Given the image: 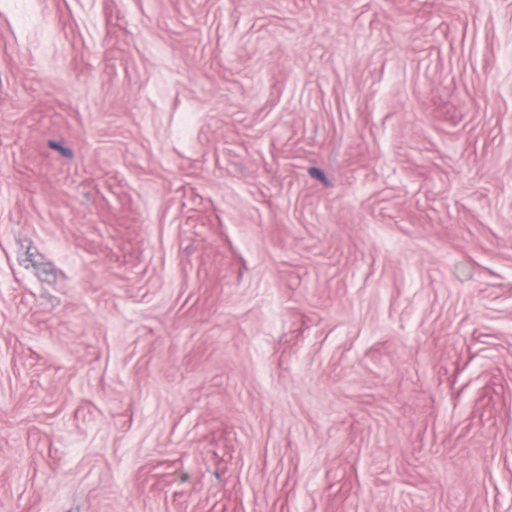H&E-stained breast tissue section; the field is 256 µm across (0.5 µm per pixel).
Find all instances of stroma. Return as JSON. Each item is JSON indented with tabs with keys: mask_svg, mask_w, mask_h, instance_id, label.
<instances>
[{
	"mask_svg": "<svg viewBox=\"0 0 512 512\" xmlns=\"http://www.w3.org/2000/svg\"><path fill=\"white\" fill-rule=\"evenodd\" d=\"M0 512H512V0H0Z\"/></svg>",
	"mask_w": 512,
	"mask_h": 512,
	"instance_id": "1",
	"label": "stroma"
}]
</instances>
